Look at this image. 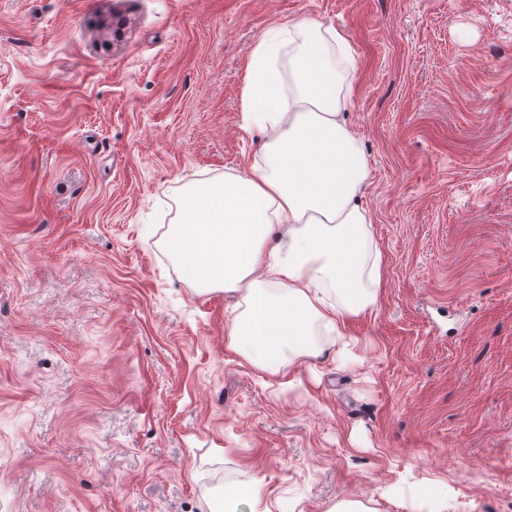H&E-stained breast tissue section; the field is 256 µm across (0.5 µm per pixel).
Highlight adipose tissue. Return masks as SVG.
<instances>
[{"mask_svg": "<svg viewBox=\"0 0 512 512\" xmlns=\"http://www.w3.org/2000/svg\"><path fill=\"white\" fill-rule=\"evenodd\" d=\"M354 66L345 36L299 19L269 30L247 64L243 110L263 160L187 186L171 253L199 292L242 296L228 348L285 389L323 355L315 326L374 310L382 254L359 193L368 162L342 118ZM291 92H284V81Z\"/></svg>", "mask_w": 512, "mask_h": 512, "instance_id": "1", "label": "adipose tissue"}]
</instances>
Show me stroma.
<instances>
[{"instance_id":"1","label":"stroma","mask_w":512,"mask_h":512,"mask_svg":"<svg viewBox=\"0 0 512 512\" xmlns=\"http://www.w3.org/2000/svg\"><path fill=\"white\" fill-rule=\"evenodd\" d=\"M301 18L354 54L383 266L288 391L166 237L186 186L260 161L246 66ZM225 497L512 512V0H0V512Z\"/></svg>"}]
</instances>
